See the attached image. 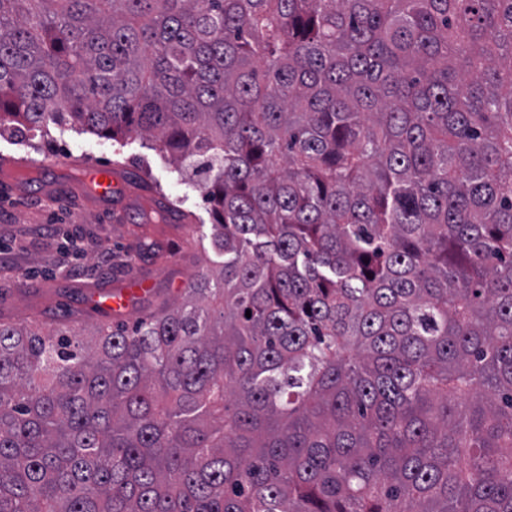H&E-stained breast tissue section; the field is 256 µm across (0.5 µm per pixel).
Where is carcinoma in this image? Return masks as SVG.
Listing matches in <instances>:
<instances>
[{"label":"carcinoma","instance_id":"1","mask_svg":"<svg viewBox=\"0 0 512 512\" xmlns=\"http://www.w3.org/2000/svg\"><path fill=\"white\" fill-rule=\"evenodd\" d=\"M51 124L159 141L222 261L0 322V512H512V0H0Z\"/></svg>","mask_w":512,"mask_h":512}]
</instances>
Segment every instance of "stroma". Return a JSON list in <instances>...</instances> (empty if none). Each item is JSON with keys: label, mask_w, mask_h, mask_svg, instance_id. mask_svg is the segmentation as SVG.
<instances>
[{"label": "stroma", "mask_w": 512, "mask_h": 512, "mask_svg": "<svg viewBox=\"0 0 512 512\" xmlns=\"http://www.w3.org/2000/svg\"><path fill=\"white\" fill-rule=\"evenodd\" d=\"M46 160L50 166L0 190V322H31L48 331L75 325L93 336L104 324L134 322L177 303L189 279L212 255L210 206L179 175L154 140L121 142L50 128L47 135H0V157ZM119 168L125 194L101 201L52 161ZM112 263L98 264L101 247ZM144 280L141 288L130 277ZM121 291L123 308L101 311L103 293Z\"/></svg>", "instance_id": "stroma-1"}]
</instances>
